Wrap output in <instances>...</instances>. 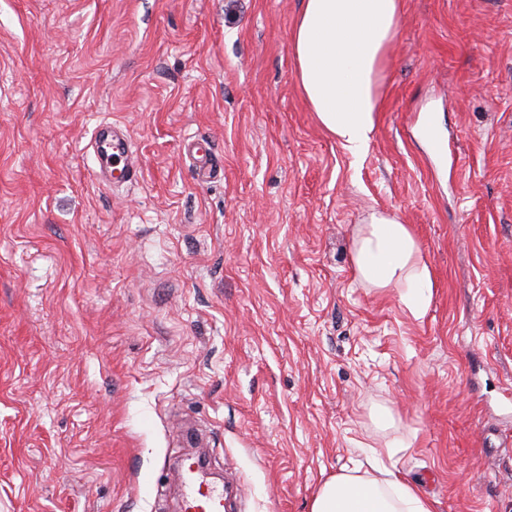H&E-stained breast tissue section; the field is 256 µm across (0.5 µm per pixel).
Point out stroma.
<instances>
[{
    "mask_svg": "<svg viewBox=\"0 0 512 512\" xmlns=\"http://www.w3.org/2000/svg\"><path fill=\"white\" fill-rule=\"evenodd\" d=\"M300 6L0 0V512H154L194 451L237 512H311L372 449L434 512H512V0H404L357 164L300 92ZM102 123L138 181L96 180ZM374 209L421 317L355 273ZM360 226L352 252L359 279L374 288H405L402 303L415 317H421L434 284L407 224L395 215L372 211Z\"/></svg>",
    "mask_w": 512,
    "mask_h": 512,
    "instance_id": "stroma-1",
    "label": "stroma"
}]
</instances>
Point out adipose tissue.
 Masks as SVG:
<instances>
[{
  "label": "adipose tissue",
  "instance_id": "adipose-tissue-1",
  "mask_svg": "<svg viewBox=\"0 0 512 512\" xmlns=\"http://www.w3.org/2000/svg\"><path fill=\"white\" fill-rule=\"evenodd\" d=\"M402 0H302L292 29L296 77L326 133L353 161L367 154L378 128L381 80L395 42ZM361 281L402 288L401 301L422 316L433 280L419 244L399 217L371 212L353 242ZM312 512H433L421 488L392 471L341 473L314 499Z\"/></svg>",
  "mask_w": 512,
  "mask_h": 512
}]
</instances>
